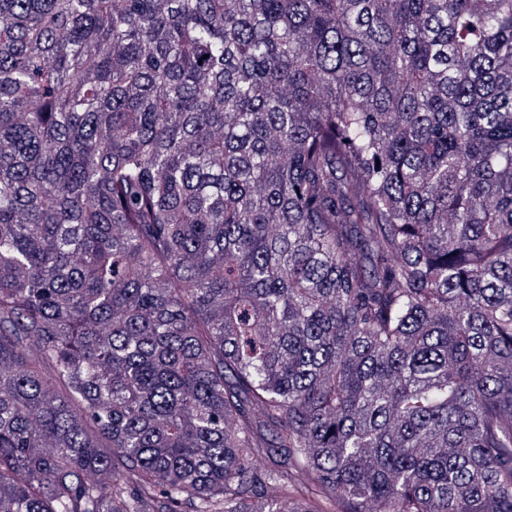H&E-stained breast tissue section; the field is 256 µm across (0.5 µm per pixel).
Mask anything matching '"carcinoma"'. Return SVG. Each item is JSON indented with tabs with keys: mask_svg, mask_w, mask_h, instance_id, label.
Instances as JSON below:
<instances>
[{
	"mask_svg": "<svg viewBox=\"0 0 512 512\" xmlns=\"http://www.w3.org/2000/svg\"><path fill=\"white\" fill-rule=\"evenodd\" d=\"M0 512H512V0H0Z\"/></svg>",
	"mask_w": 512,
	"mask_h": 512,
	"instance_id": "cac0c4a2",
	"label": "carcinoma"
}]
</instances>
